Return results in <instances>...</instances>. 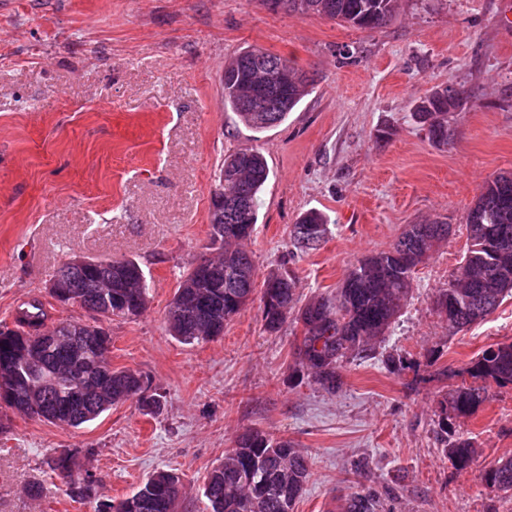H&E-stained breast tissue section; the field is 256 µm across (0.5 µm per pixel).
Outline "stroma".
<instances>
[{
  "instance_id": "35a3bbf8",
  "label": "stroma",
  "mask_w": 512,
  "mask_h": 512,
  "mask_svg": "<svg viewBox=\"0 0 512 512\" xmlns=\"http://www.w3.org/2000/svg\"><path fill=\"white\" fill-rule=\"evenodd\" d=\"M504 2L401 0L386 27L360 30L263 0H0V324L34 298L52 320H88L50 297L57 269L76 255L137 259L149 303L109 323L110 361L148 376L161 400L157 414L130 400L77 428L8 413L0 512H101L159 469L182 480L177 512H208L205 479L248 430L307 456L294 512H341L360 489L379 494L380 512H512V498L483 479L512 456V385H491L474 415L454 421L479 449L466 470L440 451L434 416L437 368L463 369L512 341V297L455 335L434 305L465 253L467 210L488 180L512 173ZM248 46L311 80L287 119L260 131L222 99L224 65ZM446 84L468 99L438 146L412 111ZM243 147L269 167L247 248L258 276L288 271L299 303L334 295L406 225L451 227L374 357L346 363L336 391L295 372L301 330L267 331L260 301L207 342L169 332L179 282L208 253L215 172ZM310 210L329 218V234L303 252L290 231ZM390 355L401 369L385 367ZM61 451L95 475V501L74 502L49 469Z\"/></svg>"
}]
</instances>
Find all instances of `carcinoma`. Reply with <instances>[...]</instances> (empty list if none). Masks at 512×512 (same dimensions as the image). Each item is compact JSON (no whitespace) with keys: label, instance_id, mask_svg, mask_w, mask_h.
Masks as SVG:
<instances>
[{"label":"carcinoma","instance_id":"cac0c4a2","mask_svg":"<svg viewBox=\"0 0 512 512\" xmlns=\"http://www.w3.org/2000/svg\"><path fill=\"white\" fill-rule=\"evenodd\" d=\"M272 10L302 15L324 16L359 29H376L394 18L398 0H263ZM288 75V89L272 94L267 105L252 97L250 74L258 80L271 71ZM224 106L254 129L282 123L304 97L308 77L290 60L266 50L248 47L224 65ZM465 92L452 85L436 86L421 98L415 118L426 127L429 138L445 145L451 136L449 116L462 109ZM268 178L261 153L240 148L224 157L211 193L210 244L215 256L203 258L184 275L167 311L172 335L182 344L195 345L224 333V324L237 315L260 292L265 329L276 332L296 311L301 326L297 346V371L328 390L340 385V369L348 356L366 358L383 339L407 303L413 275L440 244L448 240L446 224H410L388 251L358 261L332 297L314 299L295 308L294 281L288 273L273 270L257 288L255 265L246 249L257 223L259 193ZM328 225L325 215L308 211L293 225L294 243L305 251L319 245L305 243L306 229ZM468 246L461 266L435 297L438 313L448 317V295L457 299L455 318L448 332L455 333L485 319L512 289L490 288L500 267L481 249L484 230L498 238L506 259H512V176L498 175L488 181L465 216ZM59 286L72 296L60 300L99 314L104 320L128 319L141 315L148 304V287L140 264L132 258H90L78 266L66 262L54 275ZM273 279L281 288L275 298L267 297L265 285ZM112 294L105 304L102 294ZM50 319L42 302L34 300L16 311L14 328H0L5 334L36 336L43 329L55 336L44 350L42 362L30 367L24 348L0 342V359L8 356L26 376L15 388L14 411L30 394L38 393L59 406L64 427L78 428L97 419L113 406L131 398L128 384L135 372L114 369L102 353L104 343H112L101 325L80 326L76 320H62L47 326ZM468 375L448 389L438 402L437 440L441 451L457 470L467 468L477 453L468 438L448 433V420L473 415L487 399V383L512 385V342L496 343L482 350L456 375ZM310 477L304 455L292 442L271 439L259 432L239 435L224 461L211 471L204 496L210 512H294V507ZM488 485L512 494V457L501 459L483 476ZM75 500L87 502L98 496V484L90 472L69 477ZM180 490L181 478L168 470L155 471L129 496L134 501L124 508V500L108 505L109 512H166L161 506L159 487ZM341 512H379V500L368 492H353Z\"/></svg>","mask_w":512,"mask_h":512}]
</instances>
